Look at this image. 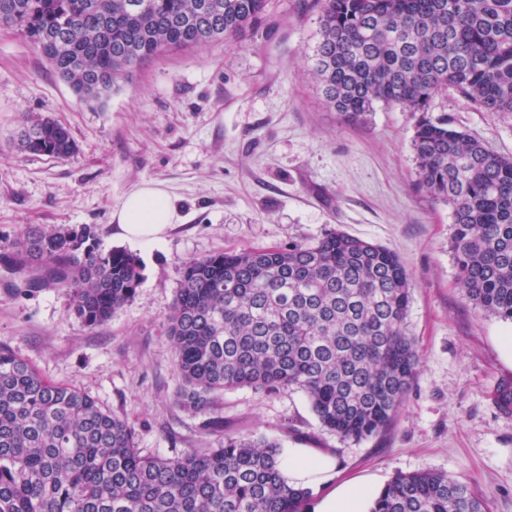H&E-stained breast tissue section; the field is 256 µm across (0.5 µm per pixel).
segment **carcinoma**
Instances as JSON below:
<instances>
[{"instance_id": "carcinoma-1", "label": "carcinoma", "mask_w": 512, "mask_h": 512, "mask_svg": "<svg viewBox=\"0 0 512 512\" xmlns=\"http://www.w3.org/2000/svg\"><path fill=\"white\" fill-rule=\"evenodd\" d=\"M19 31L94 110L166 49L204 47L262 20L267 0H14ZM312 74L329 107L359 123L375 107L415 118L419 187L452 209L463 297L512 321V155L433 117L452 89L512 114V0H316ZM37 130L36 136L28 130ZM17 148L63 158L69 129L22 117ZM29 288H61L86 326L107 323L142 280L133 253L101 248L95 227L28 224L0 254ZM410 280L391 249L339 230L315 243L182 262L166 317L180 404L209 412L240 387H295L325 428L362 440L393 422L419 367L407 333ZM275 438H224L174 458L144 455L133 427L96 399L40 374L0 344V512H306L311 492L280 479ZM444 473H399L370 512H486Z\"/></svg>"}]
</instances>
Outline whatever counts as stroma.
Listing matches in <instances>:
<instances>
[{
    "label": "stroma",
    "instance_id": "1",
    "mask_svg": "<svg viewBox=\"0 0 512 512\" xmlns=\"http://www.w3.org/2000/svg\"><path fill=\"white\" fill-rule=\"evenodd\" d=\"M318 17L314 0H267L258 28L158 54L95 110L19 32L0 28V250L29 224H90L103 248L129 247L142 263L135 298L94 329L62 290L23 291L22 276L0 268V343L125 419L146 455L264 434L334 457L331 485L381 488L401 472H441L483 495L489 512H512V415L498 408L512 386V322L462 296L451 210L417 185L411 113L380 107L352 123L327 106L310 75ZM29 112L65 124L74 152L15 149L10 138ZM432 113L512 155V115L480 111L453 91ZM145 181L168 191L179 218L161 244L129 246L111 215ZM332 229L392 249L410 275L419 371L389 428L341 438L294 388L242 387L220 395L213 413L183 409L166 334L181 261Z\"/></svg>",
    "mask_w": 512,
    "mask_h": 512
}]
</instances>
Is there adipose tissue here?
I'll list each match as a JSON object with an SVG mask.
<instances>
[{"mask_svg":"<svg viewBox=\"0 0 512 512\" xmlns=\"http://www.w3.org/2000/svg\"><path fill=\"white\" fill-rule=\"evenodd\" d=\"M176 218V208L168 192L159 183L149 181L128 193L112 214L125 239L153 244ZM336 468L332 456L311 448H287L280 457V473L289 485L316 488L330 481ZM376 489L368 483L341 485L316 501L311 512H369Z\"/></svg>","mask_w":512,"mask_h":512,"instance_id":"1","label":"adipose tissue"}]
</instances>
